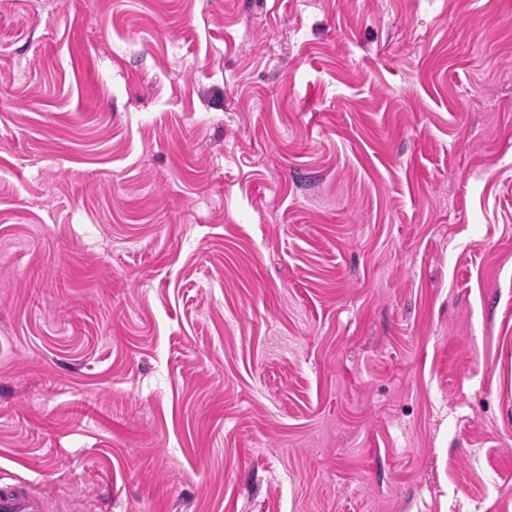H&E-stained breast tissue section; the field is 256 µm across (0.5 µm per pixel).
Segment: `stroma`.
I'll list each match as a JSON object with an SVG mask.
<instances>
[{"mask_svg":"<svg viewBox=\"0 0 512 512\" xmlns=\"http://www.w3.org/2000/svg\"><path fill=\"white\" fill-rule=\"evenodd\" d=\"M17 477L512 512V0H0Z\"/></svg>","mask_w":512,"mask_h":512,"instance_id":"35a3bbf8","label":"stroma"}]
</instances>
